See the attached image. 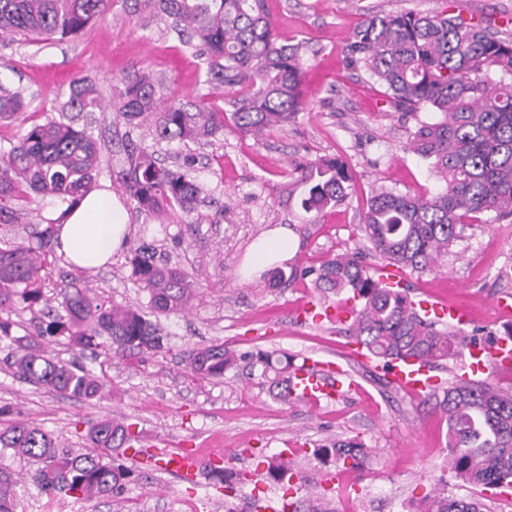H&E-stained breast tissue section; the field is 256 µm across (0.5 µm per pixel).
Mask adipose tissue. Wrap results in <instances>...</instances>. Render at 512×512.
Returning <instances> with one entry per match:
<instances>
[{
  "label": "adipose tissue",
  "instance_id": "ef3b65f1",
  "mask_svg": "<svg viewBox=\"0 0 512 512\" xmlns=\"http://www.w3.org/2000/svg\"><path fill=\"white\" fill-rule=\"evenodd\" d=\"M129 240V217L116 195L107 189L88 192L55 233L59 256L83 271H93L122 251ZM295 250L288 228L279 227L253 245L248 263L260 269L284 262Z\"/></svg>",
  "mask_w": 512,
  "mask_h": 512
}]
</instances>
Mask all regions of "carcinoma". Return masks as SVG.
<instances>
[{"label": "carcinoma", "instance_id": "obj_1", "mask_svg": "<svg viewBox=\"0 0 512 512\" xmlns=\"http://www.w3.org/2000/svg\"><path fill=\"white\" fill-rule=\"evenodd\" d=\"M110 0H0V40L32 34L44 40L75 37L88 30ZM132 14L147 24L171 21L205 65V83L224 90L223 105L208 100L184 105L162 104L153 78L134 72L121 81L112 110L127 126H148L157 141L207 144L228 125L262 135L285 129L304 108L302 44L282 41L265 0H131ZM345 66L363 72L385 88L386 104L396 112L416 115L427 109L431 121L417 120L408 149L430 162L441 183L431 196H412L377 188L367 201L359 225V247L310 270L313 285L358 301L345 332L386 369L394 360L414 359L429 367L460 355L461 333L438 328L420 313L409 287H391L383 273L366 263L373 252L386 266L412 272L435 269L440 258L462 238L466 221L484 215L485 224L512 223V36L501 38L483 21L463 17L458 0L432 15L372 13L342 50ZM99 104L95 81L73 80L59 107L61 116L30 127L9 147H0V340L16 345L9 367L20 379L88 404L99 402L106 386L90 370L52 356L47 337L64 338L74 350L94 357L134 358L164 348L161 329L140 310L115 304L74 279L58 305L38 310L34 334L15 337L9 313L34 310L43 301V276L56 260L53 240L60 218L47 219L28 244L11 239L13 205L31 195L53 197L74 206L93 189L100 153L97 142L68 113L87 112ZM26 108L21 93L0 84V120L14 119ZM127 191L143 211L162 215L179 210L191 216L203 194L186 170L187 155L172 169L149 148L127 144ZM290 175L303 188L302 210L309 223L343 201L352 181L339 158L295 161ZM132 274L147 291L152 309L166 316L185 313L197 297L189 276L158 263L145 247L134 250ZM241 356L224 344L193 350L188 361L202 379L222 378ZM283 400L291 397L295 371L288 355L259 350L249 356ZM435 407L446 418L448 466L454 478L486 491L512 484V391L487 380H459L433 392ZM83 451L61 446L58 439L21 420L0 430V447L38 464L31 476L49 497L75 501L110 498L133 481L135 470L123 459L146 457L152 468L161 458L137 447L133 424L109 417L88 422ZM313 455L320 461L350 462L362 468L368 449L356 439L336 440ZM267 476L291 487L294 464L284 455L267 462ZM213 479L224 496L237 495L245 477L214 467ZM15 473L0 464V512H18ZM418 512H487L482 497L448 495L440 483L426 495Z\"/></svg>", "mask_w": 512, "mask_h": 512}]
</instances>
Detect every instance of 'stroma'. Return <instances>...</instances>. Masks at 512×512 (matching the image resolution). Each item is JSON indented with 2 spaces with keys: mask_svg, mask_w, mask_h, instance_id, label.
I'll use <instances>...</instances> for the list:
<instances>
[{
  "mask_svg": "<svg viewBox=\"0 0 512 512\" xmlns=\"http://www.w3.org/2000/svg\"><path fill=\"white\" fill-rule=\"evenodd\" d=\"M438 7V0H266L277 32L305 44L306 106L285 130L261 138L228 127L206 145L156 144L158 158L170 167H178L185 155L196 158L191 175L204 186L206 198L189 217L178 211L148 215L128 197L122 172L129 128L110 107L121 78L136 71L152 74L165 101L191 104L207 94L201 61L166 22L141 28L124 0H112L106 15L79 37L0 43V83L21 91L27 103L17 119L0 122V146L56 116L73 79L91 75L102 106L83 113L78 123L100 146L97 184L108 185L130 213L126 248L94 273L78 274L57 261L45 274V298L56 299L67 279L77 276L114 303L150 312L149 295L132 277L129 263L133 249L141 246L153 249L157 260L180 267L199 291L186 315L157 316L164 336L158 354L135 363L84 354L82 364L106 385L104 399L93 406L18 379L6 364L14 347L0 341V405H12L16 416L75 449L87 445L88 420L111 417L134 424L142 444L163 438L170 449L191 448L205 460L219 454L237 470H255L261 457L287 453L304 481L292 496L299 512H314L320 498L329 512H414L442 480L449 495L471 497L473 487L448 469L447 426L433 401L383 385L378 372L350 357L352 340L341 326L295 318L304 301L336 304L335 293L317 290L306 272L360 245V215L373 187L412 195L438 188L429 162L406 147L414 119L389 108L381 87L346 69L341 55L368 14H429ZM319 157L342 158L353 174V188L318 223L305 224L299 195L288 192L289 164ZM219 210L224 213L220 219L215 216ZM279 226L288 227L296 239L294 253L279 265L285 280H273L268 267L242 280L240 269L251 245ZM294 269L299 272L295 278L290 275ZM403 282L413 299L465 308L471 318L466 335L481 341L502 333L512 323L498 312L499 304L512 305V223L470 224L437 270L404 274ZM216 343L239 354L276 350L335 363L344 373L343 393L318 406L284 403L244 362L220 379L193 376L186 365L189 352ZM354 437L369 451L362 470L340 472L312 455L331 441ZM0 462L20 475L16 491L23 512H193L205 497L210 512L225 510L223 489L208 477L187 482L159 467L120 497L57 503L25 480L31 462L1 447ZM332 472L353 486V493L323 492L319 483Z\"/></svg>",
  "mask_w": 512,
  "mask_h": 512,
  "instance_id": "1",
  "label": "stroma"
}]
</instances>
